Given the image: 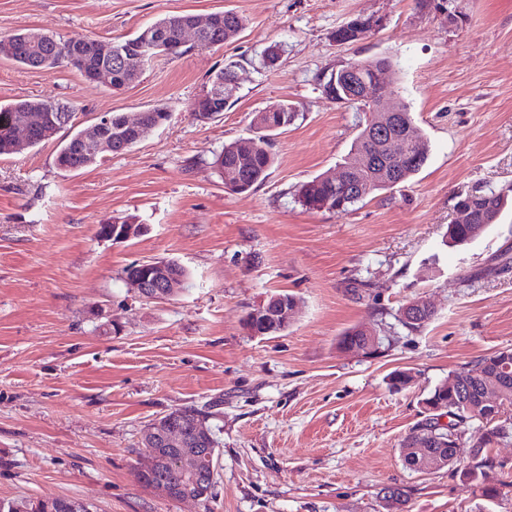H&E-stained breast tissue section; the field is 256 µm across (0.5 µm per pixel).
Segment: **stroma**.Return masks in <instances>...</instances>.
Returning a JSON list of instances; mask_svg holds the SVG:
<instances>
[{"mask_svg":"<svg viewBox=\"0 0 512 512\" xmlns=\"http://www.w3.org/2000/svg\"><path fill=\"white\" fill-rule=\"evenodd\" d=\"M231 10L244 30L224 45L162 55L119 93L63 65L0 59V103L69 102L94 114L165 109L169 120L129 151L76 172L59 140L0 158V500L79 499L95 512H512L448 469L414 472L400 443L448 373L512 349V209L463 247L445 242L461 194L512 190V0H0V34L41 29L115 40L166 15ZM375 30L340 45L336 28ZM282 50L272 67L271 45ZM430 142L422 170L346 214L309 210L303 182L335 170L362 116L325 95L345 62L375 56ZM231 60L239 88L209 122L192 104ZM296 117L274 138L276 162L245 193L210 166L251 135L256 112ZM142 230L98 237L112 217ZM174 261L189 286L148 301L125 279L134 262ZM301 304L288 328L255 337L244 318L270 292ZM434 308L416 331L395 316ZM387 325L373 356L345 350L354 327ZM408 370L410 386L389 375ZM199 409L219 431L216 499L174 501L135 477L147 426ZM405 502L388 507L385 489ZM414 305H417V308L413 307ZM418 306H420V307H418ZM407 309L409 311L414 312L415 322H408L403 319V312H405V310H407ZM401 311H403L402 317L399 318ZM433 316H434L433 307L431 306V304L429 302H426L424 300H416V301L410 302L406 306L402 307L398 311V314H397L398 321L401 323V325L411 331H416L419 328H422L425 324H427L432 319Z\"/></svg>","mask_w":512,"mask_h":512,"instance_id":"obj_1","label":"stroma"}]
</instances>
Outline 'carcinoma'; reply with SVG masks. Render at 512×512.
I'll return each mask as SVG.
<instances>
[{"label":"carcinoma","instance_id":"1","mask_svg":"<svg viewBox=\"0 0 512 512\" xmlns=\"http://www.w3.org/2000/svg\"><path fill=\"white\" fill-rule=\"evenodd\" d=\"M191 15H168L156 20L150 26L124 41L114 42L110 39H94L96 46H90L85 35L60 36L41 30H23L0 36V59L10 60L26 69L51 70L62 64L70 63L69 57L77 52L82 55L85 67L97 70L108 69L112 72V82H97L95 86L104 90L126 87L134 82L139 73L129 68H119L114 61L116 50L124 43L137 47L144 37L158 40L150 56L156 57L167 53V48L174 46L181 39L183 29L190 23ZM244 28V20L232 11L224 12L222 23L217 26L224 40L235 38ZM50 109L57 114L54 123L47 121L37 125L27 145L35 147L49 142L63 129L74 127L71 120L74 112L71 106L60 100L24 99L7 104H0V156L14 154L18 142L13 129L28 126ZM415 141L410 159H399L388 153L381 154L380 166L386 171L388 179L377 172L362 176L368 190L360 193L348 190L341 184L330 182L318 176L300 185L299 202L308 209L320 210L325 203L334 207V212L343 213L352 209L367 196L376 192L389 190L408 180L425 164L429 151V141L423 131L413 127ZM138 142L133 129L126 126L124 114L112 113V129L89 133L87 128L76 131L71 137L60 143L56 156L57 166L65 171H78L101 161L108 154H118L130 150ZM234 141L214 155L211 167L219 177L227 171L241 173V189L244 193L262 183L274 165L276 157L272 152V142L260 143L253 153L242 155ZM377 151L376 144L368 134V124L359 130L350 152L340 164V169L349 173L355 169L360 158L367 153ZM457 204L472 208V218L466 224L448 225V240L455 245H465L476 239L487 227L498 223L501 213L509 205L508 195L493 188H481L459 196ZM167 294L174 298L187 289L189 275L174 261L167 262ZM415 314V321L399 319L405 328L416 331L427 324L434 316V309L424 300L413 301L402 310ZM374 334L362 327H352L341 338L342 343L350 342L363 347L374 346ZM506 365L512 366V350L498 351L488 357L477 360L468 368L452 371L448 377L437 384L424 402L436 407L446 408L450 418L449 429H441V435H459V427L471 422H483L489 418L488 406L483 404L485 391L490 387H500L501 403L512 405V378L502 372ZM430 435L423 426H418L401 443L408 448L417 443L426 455L436 459L435 468L462 466L461 473L476 487L482 495L495 498L501 488H511V483L497 487L487 483L488 472L499 466L492 448L501 442L512 443V431L502 434L491 427L486 429L480 439L464 451L452 447L449 443L432 442L426 439ZM220 441L215 430L207 427L204 446L188 459L177 456L173 459L152 457L144 454L136 469L137 482L146 489L165 494L166 497L183 501L198 497L208 488L207 476L217 472ZM90 512V507L82 502L59 497L39 498L36 500L0 501V512Z\"/></svg>","mask_w":512,"mask_h":512}]
</instances>
